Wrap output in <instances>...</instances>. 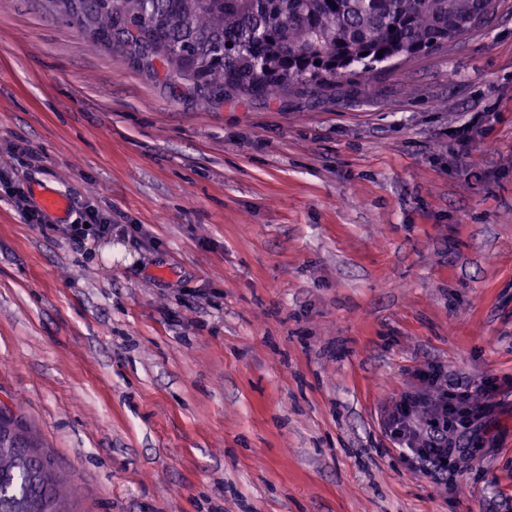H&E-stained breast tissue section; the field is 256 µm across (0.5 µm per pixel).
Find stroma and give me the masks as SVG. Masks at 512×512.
Wrapping results in <instances>:
<instances>
[{
    "label": "stroma",
    "mask_w": 512,
    "mask_h": 512,
    "mask_svg": "<svg viewBox=\"0 0 512 512\" xmlns=\"http://www.w3.org/2000/svg\"><path fill=\"white\" fill-rule=\"evenodd\" d=\"M0 0V405L74 512H512V0L322 90L228 97ZM91 203L122 232L72 239ZM494 379L437 484L384 435L415 371ZM5 193L8 195L10 200L16 209L21 213L25 222L28 224H45L47 223L48 217L46 213L33 204L30 198L29 186L15 185L11 182L4 181Z\"/></svg>",
    "instance_id": "stroma-1"
}]
</instances>
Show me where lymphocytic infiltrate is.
I'll return each mask as SVG.
<instances>
[{
  "instance_id": "f902f5d3",
  "label": "lymphocytic infiltrate",
  "mask_w": 512,
  "mask_h": 512,
  "mask_svg": "<svg viewBox=\"0 0 512 512\" xmlns=\"http://www.w3.org/2000/svg\"><path fill=\"white\" fill-rule=\"evenodd\" d=\"M422 392L406 396L387 411L385 427L402 457L434 482L474 462L485 442L482 411L470 406L469 383L449 379L440 367L417 371Z\"/></svg>"
}]
</instances>
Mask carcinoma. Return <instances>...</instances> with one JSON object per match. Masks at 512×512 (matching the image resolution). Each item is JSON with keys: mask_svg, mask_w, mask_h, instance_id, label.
<instances>
[{"mask_svg": "<svg viewBox=\"0 0 512 512\" xmlns=\"http://www.w3.org/2000/svg\"><path fill=\"white\" fill-rule=\"evenodd\" d=\"M93 31L132 43L197 87L274 97L452 42L493 0H79ZM395 30H390V27ZM382 56H377V53ZM73 486L9 410H0V512H72Z\"/></svg>", "mask_w": 512, "mask_h": 512, "instance_id": "carcinoma-1", "label": "carcinoma"}]
</instances>
